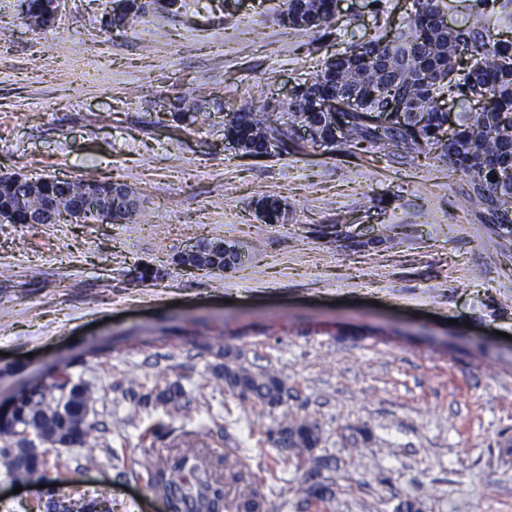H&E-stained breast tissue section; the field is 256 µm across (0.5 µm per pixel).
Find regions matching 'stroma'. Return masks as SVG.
Returning <instances> with one entry per match:
<instances>
[{
  "instance_id": "1",
  "label": "stroma",
  "mask_w": 512,
  "mask_h": 512,
  "mask_svg": "<svg viewBox=\"0 0 512 512\" xmlns=\"http://www.w3.org/2000/svg\"><path fill=\"white\" fill-rule=\"evenodd\" d=\"M412 3L339 0L329 31L284 26L282 0H187L112 29L107 0H58L41 29L0 0V176L112 180L141 199L120 222L0 223V410L66 372L95 387L108 426L97 466L47 450L57 500L107 485L110 512H166L143 463L189 440L225 458L224 512L255 487L267 512H315L267 440L289 415L315 420L318 454L339 461L331 512H512V248L462 176L378 148L251 158L224 137L226 107L284 97L345 34H383ZM184 89L215 109L173 121L163 107ZM265 196L281 223L259 218ZM340 224L390 239L339 248ZM201 238L248 260L173 263ZM144 267L154 277L136 280ZM206 336L282 376L284 405L225 391L195 347ZM132 376L180 381L187 418L148 436L159 415L115 388ZM47 492L0 473V512H46Z\"/></svg>"
}]
</instances>
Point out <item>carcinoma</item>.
Listing matches in <instances>:
<instances>
[{
    "label": "carcinoma",
    "mask_w": 512,
    "mask_h": 512,
    "mask_svg": "<svg viewBox=\"0 0 512 512\" xmlns=\"http://www.w3.org/2000/svg\"><path fill=\"white\" fill-rule=\"evenodd\" d=\"M280 15L294 17V27L331 28L337 20V0H284ZM20 13L29 24L42 28L44 0H19ZM145 9L141 0H126L122 14L112 25L124 26ZM444 0H413L407 24L398 36L372 37L349 42L344 55L323 63L310 81L301 84L286 102H244L231 112L224 133L245 155L261 158L266 142L275 138L285 144L284 153L304 145L294 139L297 126H305L340 152L354 148H393L411 153L439 151L448 169L467 179V196L480 208L485 223L512 225V41L490 33V16L471 13L458 28L448 26ZM356 95L357 108L345 110L335 102L346 93ZM454 93L469 103L453 130L442 97ZM206 101L184 93L175 98L174 117L197 115ZM49 199L56 211L77 202L88 207L99 199L112 207V217L130 220L139 215L140 198L123 184L110 187L95 181L42 178L35 186L15 184L0 177V211L12 214L14 223H28V213ZM258 205L264 222L278 224L283 214L279 200L264 197ZM178 265L199 270H224V253L214 242L200 239L194 249L174 258ZM199 354L214 359L216 379L242 400L273 410L288 393L285 380L274 372L256 371L245 365L243 353L219 341L203 339ZM125 395L138 406L162 408L171 419L185 416L189 400L179 381L165 380L144 388L128 379ZM98 397L91 385L61 374L48 388L25 392L15 420L0 425V468L14 482L45 480L48 461L42 447L82 452L85 465L96 463L95 448L104 443L106 428L97 421ZM272 447L296 460L306 471L305 501L319 512H329L336 492L322 471L336 459L314 454L321 442L318 425L307 417H285L273 428ZM151 488L160 493L168 512H224V457L214 456L192 443L176 445L147 462ZM111 490L103 486L92 502H49L61 512H108Z\"/></svg>",
    "instance_id": "obj_1"
}]
</instances>
